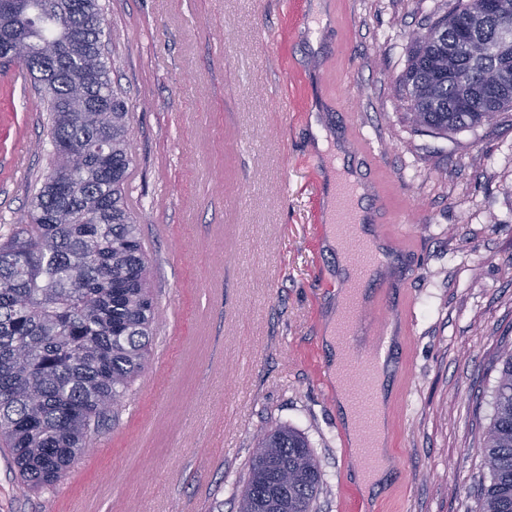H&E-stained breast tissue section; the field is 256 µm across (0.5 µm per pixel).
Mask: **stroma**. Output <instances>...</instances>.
<instances>
[{"mask_svg": "<svg viewBox=\"0 0 512 512\" xmlns=\"http://www.w3.org/2000/svg\"><path fill=\"white\" fill-rule=\"evenodd\" d=\"M131 112L130 202L159 318L143 376L61 489L30 492L0 457V512H237L260 431L308 438L316 512H479V448L512 349V111L439 135L406 115L416 34L449 0H100ZM0 64V233L51 170L48 116ZM374 187L389 246L368 308L397 323L389 488L367 502L322 343L345 284L321 240L336 153ZM376 157L351 148L353 130Z\"/></svg>", "mask_w": 512, "mask_h": 512, "instance_id": "stroma-1", "label": "stroma"}]
</instances>
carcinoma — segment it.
Instances as JSON below:
<instances>
[{
	"label": "carcinoma",
	"mask_w": 512,
	"mask_h": 512,
	"mask_svg": "<svg viewBox=\"0 0 512 512\" xmlns=\"http://www.w3.org/2000/svg\"><path fill=\"white\" fill-rule=\"evenodd\" d=\"M0 29L31 43L17 60L43 96L51 173L27 223L0 239V453L32 491L65 480L96 447L144 370L157 304L125 186L130 108L112 86L99 0H29ZM400 82L412 122L437 134L512 110V0H456L414 38ZM483 437L480 512H512V350L501 356ZM324 474L308 439L272 423L249 460L238 512H315Z\"/></svg>",
	"instance_id": "obj_1"
}]
</instances>
